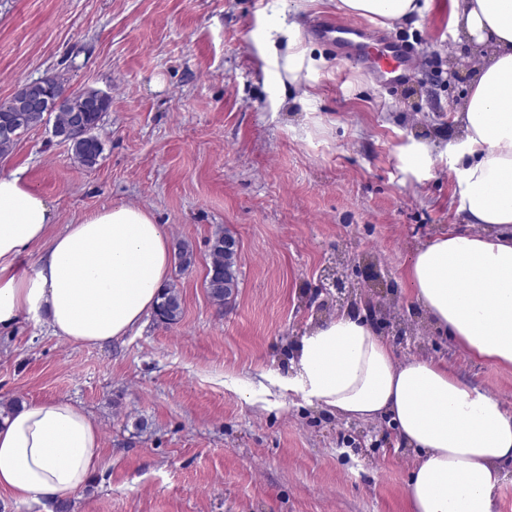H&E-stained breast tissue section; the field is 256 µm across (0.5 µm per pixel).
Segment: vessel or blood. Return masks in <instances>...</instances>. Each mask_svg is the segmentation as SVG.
Masks as SVG:
<instances>
[{
    "mask_svg": "<svg viewBox=\"0 0 512 512\" xmlns=\"http://www.w3.org/2000/svg\"><path fill=\"white\" fill-rule=\"evenodd\" d=\"M309 30L337 55L376 76L385 86L412 80L420 66L416 47L386 33H373L365 22L356 19L320 16L310 21Z\"/></svg>",
    "mask_w": 512,
    "mask_h": 512,
    "instance_id": "vessel-or-blood-1",
    "label": "vessel or blood"
}]
</instances>
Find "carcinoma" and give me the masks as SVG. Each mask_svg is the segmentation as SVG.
<instances>
[{
	"label": "carcinoma",
	"instance_id": "cac0c4a2",
	"mask_svg": "<svg viewBox=\"0 0 512 512\" xmlns=\"http://www.w3.org/2000/svg\"><path fill=\"white\" fill-rule=\"evenodd\" d=\"M65 93L64 86L55 79H43L24 85L9 101L0 103V129L8 127L9 132H0V156L9 153L22 134L36 127L44 120L48 102ZM91 91L70 94V108L55 114L54 134L68 143L75 158L82 164L92 167L97 164L103 146L99 139L85 137L78 125L98 129L110 106V100L99 101L89 98ZM226 235L216 237L210 249V268H217L222 275L206 282L212 302L223 307L238 288L234 272L236 259L224 252ZM181 314V294L175 286H168L159 295L154 310L155 320L164 325L178 321Z\"/></svg>",
	"mask_w": 512,
	"mask_h": 512
}]
</instances>
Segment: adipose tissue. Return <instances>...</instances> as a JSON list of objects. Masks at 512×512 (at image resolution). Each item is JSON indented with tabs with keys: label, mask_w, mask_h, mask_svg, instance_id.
<instances>
[{
	"label": "adipose tissue",
	"mask_w": 512,
	"mask_h": 512,
	"mask_svg": "<svg viewBox=\"0 0 512 512\" xmlns=\"http://www.w3.org/2000/svg\"><path fill=\"white\" fill-rule=\"evenodd\" d=\"M346 12L398 20L416 0H340ZM472 83L448 143L462 178L463 227L415 252L408 276L436 331L471 357L512 364V0H452ZM57 215L19 173L0 175V330L21 314L53 336L103 345L139 327L169 278L170 237L152 213L120 204L51 233ZM44 251L35 269L23 258ZM309 402L388 420L415 460L412 512H494L512 465V412L425 358L399 360L359 316L339 313L299 343L285 382ZM102 463L99 426L66 399L21 404L0 420V491L70 501Z\"/></svg>",
	"instance_id": "adipose-tissue-1"
}]
</instances>
